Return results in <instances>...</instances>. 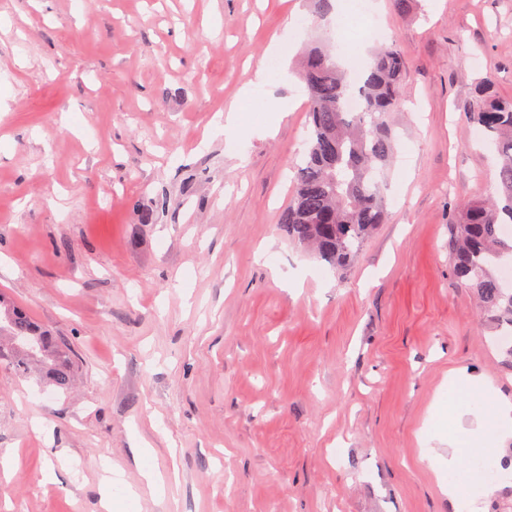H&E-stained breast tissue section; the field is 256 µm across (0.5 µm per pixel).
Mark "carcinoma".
<instances>
[{
  "mask_svg": "<svg viewBox=\"0 0 512 512\" xmlns=\"http://www.w3.org/2000/svg\"><path fill=\"white\" fill-rule=\"evenodd\" d=\"M317 19L328 17L331 0H306ZM407 65L397 41L380 46L360 80L352 82L335 61L329 41L310 43L302 78L309 97L307 147L296 167V193L283 215L289 235L303 248L342 269L347 267L383 223L385 198L379 190L393 166L397 111L404 94ZM351 96L363 99L365 112L344 109ZM471 123L496 145L497 198L464 209L451 225L452 272L479 302L492 344L512 368V343L499 335L512 330V288L499 277L512 262V237L501 226L512 223V98H500L489 81L478 86L469 108ZM23 377L37 365L61 390L70 387V354L33 322L11 299L0 295V364ZM497 465L503 471L491 512H512V448Z\"/></svg>",
  "mask_w": 512,
  "mask_h": 512,
  "instance_id": "1",
  "label": "carcinoma"
}]
</instances>
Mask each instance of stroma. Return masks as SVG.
Returning <instances> with one entry per match:
<instances>
[{
    "mask_svg": "<svg viewBox=\"0 0 512 512\" xmlns=\"http://www.w3.org/2000/svg\"><path fill=\"white\" fill-rule=\"evenodd\" d=\"M372 13L355 51L398 40L406 93L385 222L338 271L282 222L328 32L304 0H0V294L75 356L65 391L0 366V512H101L108 468L112 512H455L449 372L512 403L448 253L498 182L468 109L485 77L512 97V0ZM285 35L288 81L252 86Z\"/></svg>",
    "mask_w": 512,
    "mask_h": 512,
    "instance_id": "stroma-1",
    "label": "stroma"
}]
</instances>
